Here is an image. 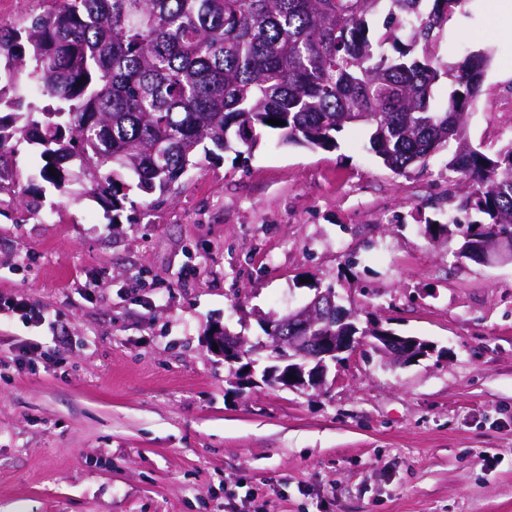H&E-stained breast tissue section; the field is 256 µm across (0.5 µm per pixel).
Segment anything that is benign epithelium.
I'll return each instance as SVG.
<instances>
[{
  "label": "benign epithelium",
  "mask_w": 512,
  "mask_h": 512,
  "mask_svg": "<svg viewBox=\"0 0 512 512\" xmlns=\"http://www.w3.org/2000/svg\"><path fill=\"white\" fill-rule=\"evenodd\" d=\"M457 255L481 264L512 262V233L502 232L488 241L467 238ZM355 316L339 303L335 289L319 290L305 305L291 309L286 316H273L262 323L268 333L274 361L288 363L266 369L262 382L278 380L289 390L328 388L330 365L343 360V354L369 346L394 364L417 362L432 353L428 342L416 337L398 336L382 329L360 331L352 324ZM218 346L217 354L234 362L252 353L244 337L224 330L222 336L209 337V346Z\"/></svg>",
  "instance_id": "benign-epithelium-1"
}]
</instances>
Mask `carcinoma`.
Listing matches in <instances>:
<instances>
[{
    "instance_id": "cac0c4a2",
    "label": "carcinoma",
    "mask_w": 512,
    "mask_h": 512,
    "mask_svg": "<svg viewBox=\"0 0 512 512\" xmlns=\"http://www.w3.org/2000/svg\"><path fill=\"white\" fill-rule=\"evenodd\" d=\"M466 0H57L0 27V176L18 131L41 147L56 186L90 172L114 212L128 191L169 192L199 149L253 143L335 146L346 127L401 175L455 141L457 211L475 237L512 232V140L489 157L467 140L462 102L480 95L485 59L420 61ZM28 77L52 101L34 115ZM451 77L445 101L435 84ZM283 121L281 125L266 123ZM53 172H48V168Z\"/></svg>"
}]
</instances>
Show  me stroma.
Listing matches in <instances>:
<instances>
[{"label":"stroma","instance_id":"stroma-1","mask_svg":"<svg viewBox=\"0 0 512 512\" xmlns=\"http://www.w3.org/2000/svg\"><path fill=\"white\" fill-rule=\"evenodd\" d=\"M485 53L471 144L512 141V24L479 0L435 54ZM219 151L112 216L89 181L0 179V512H512V263L479 264L425 227L454 213L451 149L397 175L364 130L335 147ZM334 288L360 322L427 341L394 365L365 348L327 392L248 383L205 334Z\"/></svg>","mask_w":512,"mask_h":512}]
</instances>
